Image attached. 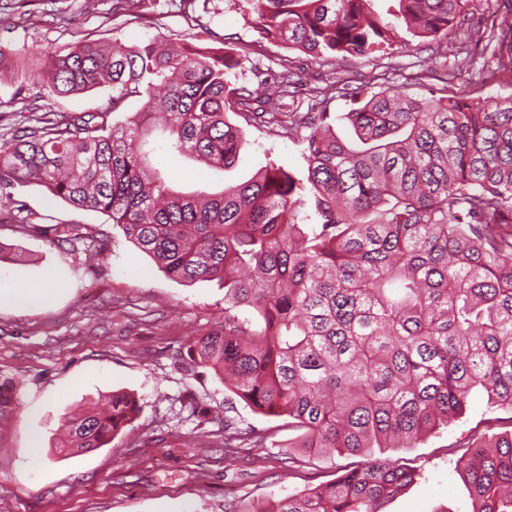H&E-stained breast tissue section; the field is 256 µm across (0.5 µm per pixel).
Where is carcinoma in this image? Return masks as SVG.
I'll return each mask as SVG.
<instances>
[{
	"mask_svg": "<svg viewBox=\"0 0 512 512\" xmlns=\"http://www.w3.org/2000/svg\"><path fill=\"white\" fill-rule=\"evenodd\" d=\"M250 0L262 37L318 57L367 56L399 37L448 36L468 0ZM512 63V25L496 37ZM0 46V78L67 95L112 87L95 112H57L21 126L0 148V186L35 182L107 215L171 278L224 288V329L190 354L251 410L288 419L307 454L365 455L336 480L238 512H382L414 480L374 457L408 447L463 413L471 396L512 408V96L419 99L380 91L344 116L281 110L288 67L260 93L229 79L243 54L226 45L104 47L78 42L18 67ZM146 97L122 127L110 115ZM163 118L169 154L209 168L239 159L243 125L308 134L300 177L281 165L214 195L174 190L157 175L150 137ZM316 223H304V196ZM242 309L252 319L242 320ZM19 408L0 383V420ZM138 413L116 391L109 409L70 422L62 447L108 445ZM266 438L224 427V446ZM456 467L473 512H512V433L475 441Z\"/></svg>",
	"mask_w": 512,
	"mask_h": 512,
	"instance_id": "carcinoma-1",
	"label": "carcinoma"
}]
</instances>
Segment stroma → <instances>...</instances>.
Listing matches in <instances>:
<instances>
[{
  "instance_id": "obj_1",
  "label": "stroma",
  "mask_w": 512,
  "mask_h": 512,
  "mask_svg": "<svg viewBox=\"0 0 512 512\" xmlns=\"http://www.w3.org/2000/svg\"><path fill=\"white\" fill-rule=\"evenodd\" d=\"M512 24V0H469L461 25L437 43H394L384 52L324 59L288 50L259 34L247 0H142L135 13L120 0H0V44L29 49L26 64L81 40L185 42L242 49L231 81L254 88L282 66L305 89L319 88L330 122L349 137L345 113L356 95L393 90L416 98L512 95V71L487 65L484 38ZM465 49L468 74L445 84V64ZM39 90L0 82V134L38 118ZM237 164L209 168L163 157V170L185 192L214 193L274 162L303 174L302 138L249 126ZM80 226L103 243L88 255L81 241L53 235ZM0 272L18 285L54 278L49 304L0 306V382L20 385V410L0 421V512H239L336 479L363 463L360 455L307 456L289 448L282 420L253 412L211 370L189 356L194 337L224 327V290L214 281L169 278L99 212L78 209L31 184L0 188ZM135 396L141 412L132 432L78 456L59 448L69 420L113 391ZM267 435L260 448H228L224 423ZM512 431V410L474 394L461 416L387 459L415 478L384 512H471L455 463L465 446ZM39 444H32V435Z\"/></svg>"
}]
</instances>
